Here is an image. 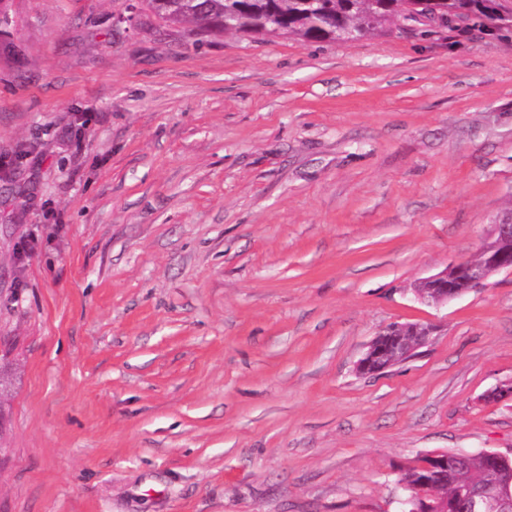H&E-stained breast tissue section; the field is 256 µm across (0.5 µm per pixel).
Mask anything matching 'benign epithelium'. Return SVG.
Returning a JSON list of instances; mask_svg holds the SVG:
<instances>
[{
    "label": "benign epithelium",
    "instance_id": "benign-epithelium-1",
    "mask_svg": "<svg viewBox=\"0 0 512 512\" xmlns=\"http://www.w3.org/2000/svg\"><path fill=\"white\" fill-rule=\"evenodd\" d=\"M502 271H512V212L502 214L495 224L490 241L479 251V258L462 260L417 282V297L431 305H441L472 288L487 285ZM428 324H394L387 327L367 346L358 369L365 375L380 373L407 359L432 335ZM469 457L466 452L430 456L423 469L432 474L446 472ZM458 498L468 512H512V482L471 484Z\"/></svg>",
    "mask_w": 512,
    "mask_h": 512
}]
</instances>
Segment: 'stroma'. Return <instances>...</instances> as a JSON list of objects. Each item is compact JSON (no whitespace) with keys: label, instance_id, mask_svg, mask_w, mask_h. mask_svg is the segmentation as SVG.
I'll use <instances>...</instances> for the list:
<instances>
[{"label":"stroma","instance_id":"stroma-1","mask_svg":"<svg viewBox=\"0 0 512 512\" xmlns=\"http://www.w3.org/2000/svg\"><path fill=\"white\" fill-rule=\"evenodd\" d=\"M6 2L0 512H404L419 458L512 452V271L412 292L512 209V39ZM428 324H394L383 330L367 346L358 369L365 375L380 373L407 359L432 335ZM382 336H394L384 338Z\"/></svg>","mask_w":512,"mask_h":512}]
</instances>
